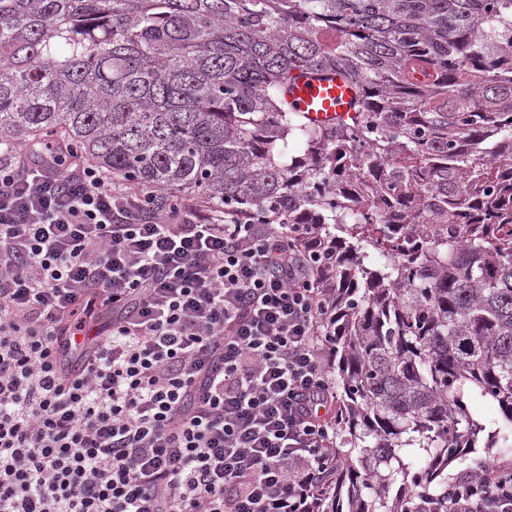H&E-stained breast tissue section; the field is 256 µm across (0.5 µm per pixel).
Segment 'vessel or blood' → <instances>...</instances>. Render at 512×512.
<instances>
[{
    "label": "vessel or blood",
    "mask_w": 512,
    "mask_h": 512,
    "mask_svg": "<svg viewBox=\"0 0 512 512\" xmlns=\"http://www.w3.org/2000/svg\"><path fill=\"white\" fill-rule=\"evenodd\" d=\"M286 97L291 106L323 120L350 111L357 91L342 74L295 70L288 77Z\"/></svg>",
    "instance_id": "vessel-or-blood-1"
}]
</instances>
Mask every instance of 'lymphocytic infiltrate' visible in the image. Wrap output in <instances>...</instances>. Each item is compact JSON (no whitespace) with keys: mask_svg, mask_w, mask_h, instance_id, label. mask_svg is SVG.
<instances>
[{"mask_svg":"<svg viewBox=\"0 0 512 512\" xmlns=\"http://www.w3.org/2000/svg\"><path fill=\"white\" fill-rule=\"evenodd\" d=\"M0 164V512H312L335 462L313 254L38 146ZM447 512H512V465Z\"/></svg>","mask_w":512,"mask_h":512,"instance_id":"1","label":"lymphocytic infiltrate"}]
</instances>
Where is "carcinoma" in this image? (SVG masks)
<instances>
[{"label":"carcinoma","instance_id":"1","mask_svg":"<svg viewBox=\"0 0 512 512\" xmlns=\"http://www.w3.org/2000/svg\"><path fill=\"white\" fill-rule=\"evenodd\" d=\"M294 69L344 74L353 111L292 108ZM56 140L319 253L341 394L314 512H417L512 447V0H0V155Z\"/></svg>","mask_w":512,"mask_h":512}]
</instances>
